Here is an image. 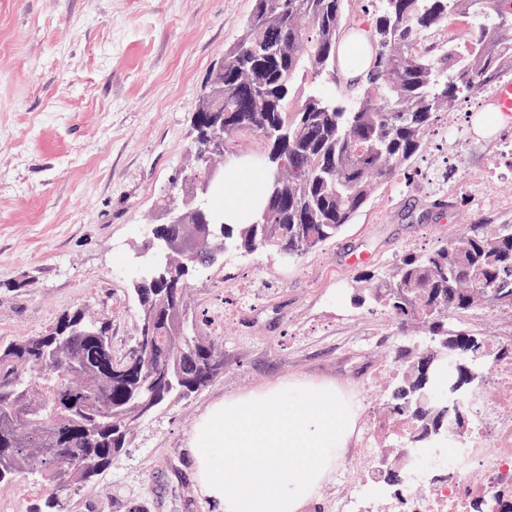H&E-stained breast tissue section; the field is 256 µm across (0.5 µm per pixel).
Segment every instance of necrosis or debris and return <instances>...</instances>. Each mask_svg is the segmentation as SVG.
Masks as SVG:
<instances>
[{
    "label": "necrosis or debris",
    "instance_id": "necrosis-or-debris-1",
    "mask_svg": "<svg viewBox=\"0 0 512 512\" xmlns=\"http://www.w3.org/2000/svg\"><path fill=\"white\" fill-rule=\"evenodd\" d=\"M493 376L508 391L472 413L464 445L450 444L441 454L424 448L410 457L409 476L429 491L407 494L405 512H473L479 493L512 489V364L496 366Z\"/></svg>",
    "mask_w": 512,
    "mask_h": 512
}]
</instances>
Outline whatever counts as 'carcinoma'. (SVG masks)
Returning a JSON list of instances; mask_svg holds the SVG:
<instances>
[{
    "mask_svg": "<svg viewBox=\"0 0 512 512\" xmlns=\"http://www.w3.org/2000/svg\"><path fill=\"white\" fill-rule=\"evenodd\" d=\"M349 0H255L224 50L190 121L195 165L169 190L171 211L150 225L152 255L134 285L139 334L121 355L109 329L82 308L48 330L0 344V484L30 475L46 507L108 469L136 427L214 378L223 344L192 312L187 282L219 239L224 253L274 251L295 259L336 237L376 188L402 179L439 117L512 76V0H377L357 16ZM366 25L368 45L345 30ZM367 66L341 85L340 62ZM260 143L265 196L247 224L224 223L235 202L211 161ZM279 173V182L270 180ZM350 303L380 310L394 329L419 328L389 386L387 418L407 420L404 450L375 466L385 489L377 512H395L408 455L462 440L483 378L512 362V337L489 338L448 320L479 307L512 310V224L450 233L432 250L400 256ZM475 512H512L494 488Z\"/></svg>",
    "mask_w": 512,
    "mask_h": 512,
    "instance_id": "cac0c4a2",
    "label": "carcinoma"
}]
</instances>
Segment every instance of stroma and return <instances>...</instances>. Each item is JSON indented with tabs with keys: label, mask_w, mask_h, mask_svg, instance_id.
<instances>
[{
	"label": "stroma",
	"mask_w": 512,
	"mask_h": 512,
	"mask_svg": "<svg viewBox=\"0 0 512 512\" xmlns=\"http://www.w3.org/2000/svg\"><path fill=\"white\" fill-rule=\"evenodd\" d=\"M254 0H0V343L47 330L72 308L110 327L124 353L138 334L134 274L147 227L192 164L190 119ZM491 95L441 117L407 183L380 186L342 232L294 261L273 252L200 268L191 303L224 345V372L136 430L62 512H210L189 452L195 424L224 398L299 379L330 382L357 411L355 435L383 413L387 378L424 334L398 335L379 311L350 307L360 280L434 246L449 227L512 224V125L473 128ZM451 174H444L445 165ZM468 195L465 213L431 197ZM343 454L306 512L371 479ZM24 475L0 486V512L43 506Z\"/></svg>",
	"instance_id": "stroma-1"
}]
</instances>
